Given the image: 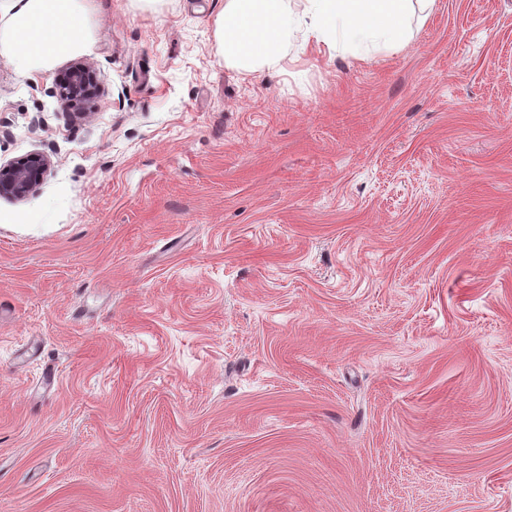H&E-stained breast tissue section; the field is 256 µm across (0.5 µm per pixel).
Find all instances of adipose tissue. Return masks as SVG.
Listing matches in <instances>:
<instances>
[{
    "label": "adipose tissue",
    "instance_id": "adipose-tissue-1",
    "mask_svg": "<svg viewBox=\"0 0 512 512\" xmlns=\"http://www.w3.org/2000/svg\"><path fill=\"white\" fill-rule=\"evenodd\" d=\"M95 0H0V58L16 68L44 71L83 51Z\"/></svg>",
    "mask_w": 512,
    "mask_h": 512
}]
</instances>
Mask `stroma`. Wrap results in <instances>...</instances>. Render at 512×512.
Instances as JSON below:
<instances>
[{
	"label": "stroma",
	"instance_id": "obj_1",
	"mask_svg": "<svg viewBox=\"0 0 512 512\" xmlns=\"http://www.w3.org/2000/svg\"><path fill=\"white\" fill-rule=\"evenodd\" d=\"M223 8L0 59V512H512V0L256 72ZM55 93L63 100L93 98L97 94V86L88 66L81 62L72 64L56 84ZM50 166L45 153H31L17 162L0 164V196L26 198L42 183Z\"/></svg>",
	"mask_w": 512,
	"mask_h": 512
}]
</instances>
